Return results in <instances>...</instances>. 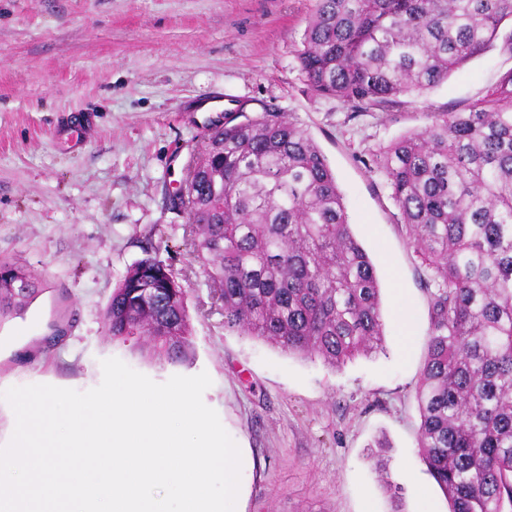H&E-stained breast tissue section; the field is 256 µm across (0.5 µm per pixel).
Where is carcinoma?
<instances>
[{"mask_svg":"<svg viewBox=\"0 0 512 512\" xmlns=\"http://www.w3.org/2000/svg\"><path fill=\"white\" fill-rule=\"evenodd\" d=\"M512 0H316L297 60L307 89L385 112L446 81L501 39ZM372 154L409 241L433 274L417 399L418 448L449 512H512V69L486 93ZM224 328L336 368L385 350L375 266L306 132L275 112L224 111L177 195ZM42 291L0 260V322ZM112 340L152 337L171 365L192 353L186 290L136 260L103 312Z\"/></svg>","mask_w":512,"mask_h":512,"instance_id":"1","label":"carcinoma"}]
</instances>
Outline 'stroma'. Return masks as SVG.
Masks as SVG:
<instances>
[{
    "mask_svg": "<svg viewBox=\"0 0 512 512\" xmlns=\"http://www.w3.org/2000/svg\"><path fill=\"white\" fill-rule=\"evenodd\" d=\"M313 6L0 0V259L45 285L23 317L0 324V392H84L112 357L158 383L205 372L204 403L249 450L245 512H448L418 448L431 272L369 165L430 113L480 98L512 69V53L495 43L422 96L356 114L306 90L295 54ZM240 105L250 116L284 113L328 160L376 268L384 352L333 368L225 329L173 199L209 121ZM148 252L188 292L190 364L150 358V337L123 345L107 333L114 286ZM58 327L63 340L48 344Z\"/></svg>",
    "mask_w": 512,
    "mask_h": 512,
    "instance_id": "35a3bbf8",
    "label": "stroma"
}]
</instances>
